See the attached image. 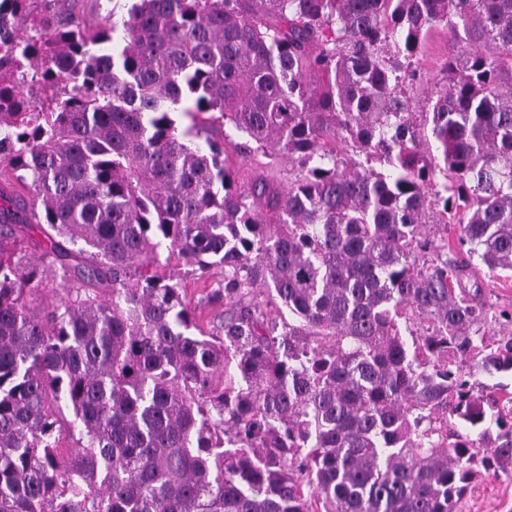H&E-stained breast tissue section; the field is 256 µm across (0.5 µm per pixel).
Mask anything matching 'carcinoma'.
Wrapping results in <instances>:
<instances>
[{"label": "carcinoma", "mask_w": 512, "mask_h": 512, "mask_svg": "<svg viewBox=\"0 0 512 512\" xmlns=\"http://www.w3.org/2000/svg\"><path fill=\"white\" fill-rule=\"evenodd\" d=\"M438 26L436 164L403 94ZM122 27L0 0V182L29 197L0 189V512H458L512 469V393L472 380L512 375V311L471 273L512 270V0H136ZM223 121L288 187L183 142ZM32 224L37 258L4 249ZM162 246L220 271L216 332ZM229 150L233 170L237 174L238 185L242 188L247 185L255 172H264L265 175L281 183L282 186H288L290 177H292V164L288 158L271 154V152L264 155L262 150L241 153L236 152L233 147H229Z\"/></svg>", "instance_id": "1"}]
</instances>
